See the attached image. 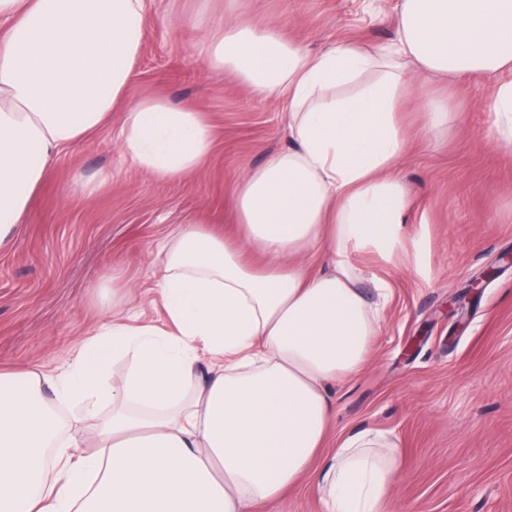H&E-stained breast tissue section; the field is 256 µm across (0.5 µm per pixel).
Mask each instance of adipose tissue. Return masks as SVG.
<instances>
[{"instance_id":"1","label":"adipose tissue","mask_w":512,"mask_h":512,"mask_svg":"<svg viewBox=\"0 0 512 512\" xmlns=\"http://www.w3.org/2000/svg\"><path fill=\"white\" fill-rule=\"evenodd\" d=\"M145 26L144 0H0V246L52 161L111 116ZM206 53L211 71L287 98L295 146L234 185L236 237L180 224L161 240L151 293L167 327L116 310L57 372L0 371V512H245L305 476L326 512H386L399 459L383 433L352 431L313 465L325 384L361 371L389 298L380 279L366 299L351 256L388 260L402 244L397 115L415 71L512 72V0H401L391 44L315 55L234 19ZM122 133L134 166L161 179L197 171L214 144L202 112L162 96L129 105ZM114 356L133 362L117 385ZM49 389L90 414L111 402L97 451L63 440Z\"/></svg>"}]
</instances>
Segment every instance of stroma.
<instances>
[{
	"mask_svg": "<svg viewBox=\"0 0 512 512\" xmlns=\"http://www.w3.org/2000/svg\"><path fill=\"white\" fill-rule=\"evenodd\" d=\"M400 0H146L148 19L125 97L162 93L203 112L215 131L204 166L175 180L132 169L123 155V113L58 156L20 234L0 249V367L57 369L113 303H133L139 322L163 325L147 294L156 243L176 224L237 232L231 189L290 146L282 99L255 96L232 73H211L201 47L209 28L242 16L312 54L350 40L371 48L397 35ZM512 73L449 82L418 75L398 114L408 139L398 163L412 205L404 246L392 260L362 253L360 288L391 296L365 367L329 384L326 446L355 428L383 431L400 468L387 512H512V155L492 143L486 102ZM446 96L432 134L416 101ZM97 185L86 196L85 185ZM496 275L480 295L469 286ZM120 272L124 287L113 288ZM67 436L92 450L98 416L63 408ZM252 512H324L315 483L301 479Z\"/></svg>",
	"mask_w": 512,
	"mask_h": 512,
	"instance_id": "1",
	"label": "stroma"
}]
</instances>
